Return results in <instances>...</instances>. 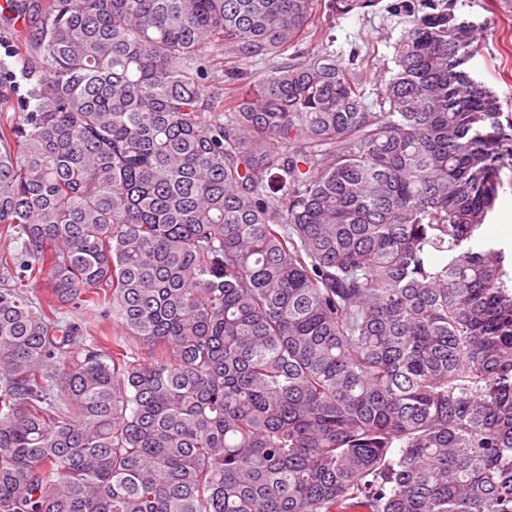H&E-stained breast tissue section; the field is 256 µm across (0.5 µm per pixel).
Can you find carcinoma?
I'll list each match as a JSON object with an SVG mask.
<instances>
[{"label":"carcinoma","instance_id":"carcinoma-1","mask_svg":"<svg viewBox=\"0 0 512 512\" xmlns=\"http://www.w3.org/2000/svg\"><path fill=\"white\" fill-rule=\"evenodd\" d=\"M374 6L8 0L0 512H512V113L453 0L367 92ZM391 0H380L374 8L354 10L346 15H336L334 19L323 18L329 27V35L334 38L330 43L336 56L347 57L351 50L358 48L364 55L374 51L370 64L364 73L367 91H372L383 68L392 67L394 45L404 31V25L397 18H391L384 6ZM512 225V188L502 192L496 202L495 209L487 223L483 226L482 236L485 240L503 245L512 244V236H503L499 225ZM78 318L81 319L82 326L86 329L89 335L92 336L90 339L94 338L95 340L105 342L102 332H105L107 336L116 335V330L112 326V322L110 320L101 322L94 311H85L78 314Z\"/></svg>","mask_w":512,"mask_h":512}]
</instances>
